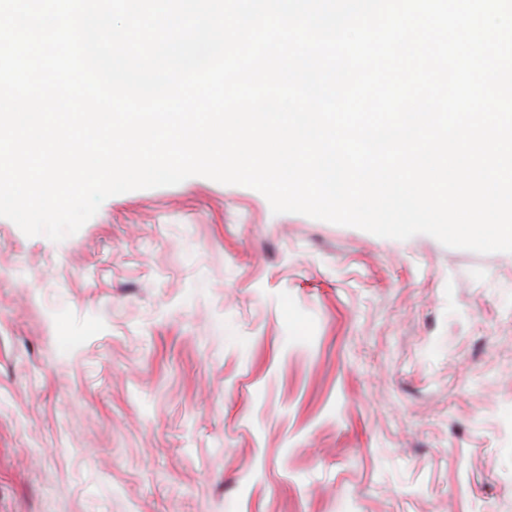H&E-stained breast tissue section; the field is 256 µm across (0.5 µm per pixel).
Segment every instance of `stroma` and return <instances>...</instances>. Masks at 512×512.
Instances as JSON below:
<instances>
[{"instance_id": "1", "label": "stroma", "mask_w": 512, "mask_h": 512, "mask_svg": "<svg viewBox=\"0 0 512 512\" xmlns=\"http://www.w3.org/2000/svg\"><path fill=\"white\" fill-rule=\"evenodd\" d=\"M0 512H512V253L202 176L0 217Z\"/></svg>"}]
</instances>
